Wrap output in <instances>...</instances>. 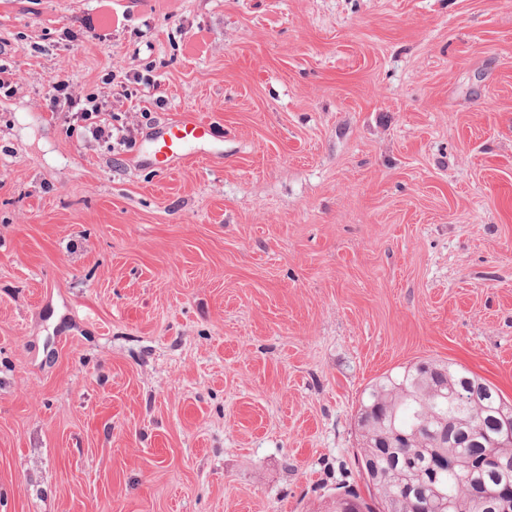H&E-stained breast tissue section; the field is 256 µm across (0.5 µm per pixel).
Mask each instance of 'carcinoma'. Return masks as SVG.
<instances>
[{"label": "carcinoma", "instance_id": "cac0c4a2", "mask_svg": "<svg viewBox=\"0 0 512 512\" xmlns=\"http://www.w3.org/2000/svg\"><path fill=\"white\" fill-rule=\"evenodd\" d=\"M512 403L470 370L421 360L362 396L360 470L371 501L336 495L327 512H473L489 489L512 496Z\"/></svg>", "mask_w": 512, "mask_h": 512}]
</instances>
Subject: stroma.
<instances>
[{
  "label": "stroma",
  "instance_id": "obj_1",
  "mask_svg": "<svg viewBox=\"0 0 512 512\" xmlns=\"http://www.w3.org/2000/svg\"><path fill=\"white\" fill-rule=\"evenodd\" d=\"M0 64V512H322L382 375L512 402V0H0ZM133 68L132 146L52 118ZM132 85L135 87V90L138 89V88H136V86L143 85L145 87V89H148V92H150V90H152L153 96L156 95L157 93H160V91H159L160 85H159V83H157V80L153 79L150 76H144L142 73H140L137 70H130V71L126 72V74L124 76V81H120L119 84L116 85V88L115 89L113 88V92L116 95H123V96L129 95L130 97H132V95H133V89H131ZM212 132L211 123L194 115L165 124L152 139V153L165 170L183 159L187 148Z\"/></svg>",
  "mask_w": 512,
  "mask_h": 512
}]
</instances>
